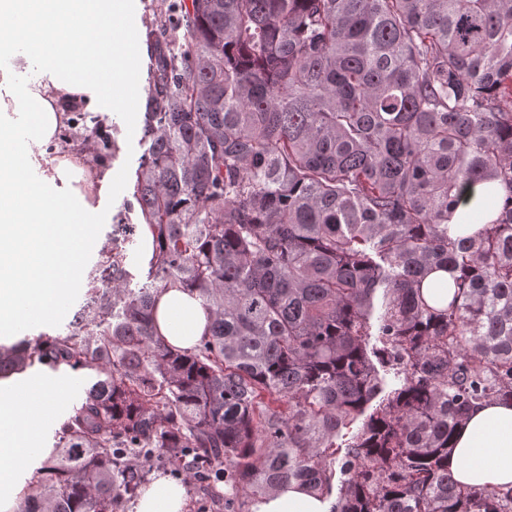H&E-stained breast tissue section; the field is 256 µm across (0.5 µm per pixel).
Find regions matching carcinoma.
<instances>
[{"label": "carcinoma", "instance_id": "1", "mask_svg": "<svg viewBox=\"0 0 512 512\" xmlns=\"http://www.w3.org/2000/svg\"><path fill=\"white\" fill-rule=\"evenodd\" d=\"M161 7L183 42L147 33L149 148L102 287L0 344V379L96 375L15 512H124L158 463L224 484L225 512L292 482L334 512H512L448 471L470 409L512 401V0ZM76 116L104 163L109 127ZM483 183L504 194L459 211ZM171 288L209 321L189 352L154 319Z\"/></svg>", "mask_w": 512, "mask_h": 512}]
</instances>
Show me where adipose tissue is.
Here are the masks:
<instances>
[{"mask_svg": "<svg viewBox=\"0 0 512 512\" xmlns=\"http://www.w3.org/2000/svg\"><path fill=\"white\" fill-rule=\"evenodd\" d=\"M43 81L37 85H15L11 97L15 109L36 112L33 141L14 137L24 158L34 148L50 144L68 121V102L87 100L98 111L112 109L111 98L101 96L95 77L99 59L76 56L66 50L41 54L38 58ZM108 174L91 163L87 152L71 147L44 174L34 200L25 202L47 224H86L102 216V186ZM154 317L167 341L182 350L192 349L208 329L199 301L189 293L171 289L159 296ZM38 380L0 381V429L31 430L47 414L43 404L19 406L18 398L36 390ZM448 467L455 479L472 488L512 487V402L492 400L470 411L456 432ZM187 498L183 484L160 477L149 484L135 512H182ZM336 499L294 483L270 492L253 512H333Z\"/></svg>", "mask_w": 512, "mask_h": 512, "instance_id": "1", "label": "adipose tissue"}]
</instances>
